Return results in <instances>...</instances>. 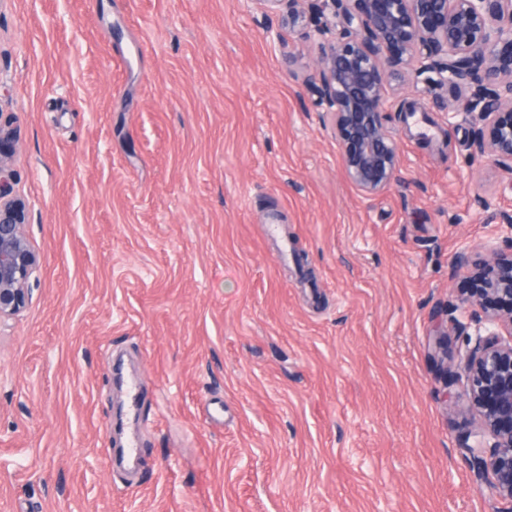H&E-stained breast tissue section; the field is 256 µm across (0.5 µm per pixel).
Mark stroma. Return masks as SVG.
I'll use <instances>...</instances> for the list:
<instances>
[{"label": "stroma", "mask_w": 512, "mask_h": 512, "mask_svg": "<svg viewBox=\"0 0 512 512\" xmlns=\"http://www.w3.org/2000/svg\"><path fill=\"white\" fill-rule=\"evenodd\" d=\"M316 60L252 0H0L40 259L0 324V512H512L476 490L481 419L447 371L478 285L454 258L512 250V171L471 156L446 92L394 80L398 171L364 193Z\"/></svg>", "instance_id": "obj_1"}]
</instances>
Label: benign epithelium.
Wrapping results in <instances>:
<instances>
[{"mask_svg": "<svg viewBox=\"0 0 512 512\" xmlns=\"http://www.w3.org/2000/svg\"><path fill=\"white\" fill-rule=\"evenodd\" d=\"M265 15L310 28L317 66L307 75L352 182L366 193L387 187L399 165L388 129L386 86L442 90L448 123H470L472 155L512 168V0H251ZM16 137L0 113V320L18 314L39 257L25 234L26 205L12 195ZM498 257L486 287L460 299L472 331H463L458 370L481 415L478 442L463 440L476 476L512 503V255ZM507 330L511 340L501 339Z\"/></svg>", "mask_w": 512, "mask_h": 512, "instance_id": "obj_1", "label": "benign epithelium"}]
</instances>
